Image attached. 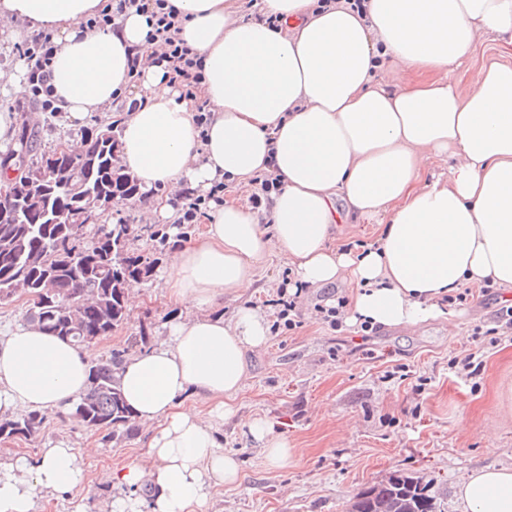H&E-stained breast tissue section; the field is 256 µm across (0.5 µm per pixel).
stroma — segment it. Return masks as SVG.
<instances>
[{
  "label": "stroma",
  "instance_id": "stroma-1",
  "mask_svg": "<svg viewBox=\"0 0 512 512\" xmlns=\"http://www.w3.org/2000/svg\"><path fill=\"white\" fill-rule=\"evenodd\" d=\"M16 126H27L35 152L59 140H80L83 130L100 126L99 115L83 126L64 117L45 121L40 112H18ZM167 265L159 260L152 276L137 286L139 306L126 323L96 342L95 356L131 344L141 327L151 343L166 335L182 309L161 279ZM259 287L252 305L264 306L282 281L294 280L279 253L257 265ZM348 288L338 283L303 289L297 304L301 325L271 335L248 351V374L234 405L238 418L265 417L287 437L292 458L285 468H270L261 448L236 421L219 423L225 451L240 462L237 486L218 488L208 512H347L361 489L400 471L423 477L438 496L443 512H458L457 483L473 468L494 463L512 467V340L477 343L475 328L496 326L500 305L475 294L454 306L457 332L436 319L420 330L380 327L362 338L356 327L331 330L317 306L336 304ZM476 350L475 375L452 368L453 357ZM148 435L104 439L102 432L45 411L40 432L29 440L0 441V462L19 454L37 456L64 441L75 448L96 446L86 466V484L74 497L44 496L36 512H111V468L141 457Z\"/></svg>",
  "mask_w": 512,
  "mask_h": 512
}]
</instances>
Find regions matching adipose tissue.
I'll return each mask as SVG.
<instances>
[{
  "label": "adipose tissue",
  "instance_id": "ef3b65f1",
  "mask_svg": "<svg viewBox=\"0 0 512 512\" xmlns=\"http://www.w3.org/2000/svg\"><path fill=\"white\" fill-rule=\"evenodd\" d=\"M105 4L0 0V21L60 44L50 84L70 125L137 99L121 123L119 160L148 212L173 223L179 193L245 183L271 165L283 182L268 223L237 203L211 207L165 271L187 316L119 372L150 438L147 462L111 472L112 512H207L213 490L240 478L215 423L235 416L246 353L269 338L263 312L243 302L269 252L287 258L300 286L349 285L347 324L449 321L444 300L462 288L512 290V63L484 60L464 92L441 76L487 35L512 37V0H368L363 19L344 0L324 9L317 0H263L277 28L244 18L235 0H167L180 38L202 60L211 113L203 129L163 65L131 81L130 58L148 51L144 14L88 28ZM385 66L395 81L382 86L374 73ZM409 73L416 82L405 83ZM447 159L449 177L424 181L431 164ZM374 216V242L331 246L338 225ZM227 299L238 302L231 317L209 315ZM91 350L27 323L1 337L0 415L68 410L88 386ZM189 394L213 401L209 416L184 406ZM243 426L270 468L287 466L292 449L271 422ZM92 454L62 443L0 462V512H36L38 494L76 493ZM144 486L147 504L132 495ZM456 496L462 512H512V467L472 470Z\"/></svg>",
  "mask_w": 512,
  "mask_h": 512
}]
</instances>
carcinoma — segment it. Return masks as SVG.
I'll use <instances>...</instances> for the list:
<instances>
[{"mask_svg": "<svg viewBox=\"0 0 512 512\" xmlns=\"http://www.w3.org/2000/svg\"><path fill=\"white\" fill-rule=\"evenodd\" d=\"M84 156L57 157L44 151L35 163L54 164L53 184L21 182L0 201V300L30 296L25 320L76 345L90 344L127 321L128 290L148 280L158 258L147 260L128 249L130 238L145 234L154 252L165 251L163 225L102 224L101 204L141 198L138 183L119 165L116 124L86 131ZM73 212L82 223L70 224ZM125 351L89 366L87 393L66 416L112 436L134 432V416L119 383ZM43 416L29 412L0 417V440L35 437ZM349 512H442L431 484L420 477L393 473L359 491Z\"/></svg>", "mask_w": 512, "mask_h": 512, "instance_id": "obj_1", "label": "carcinoma"}]
</instances>
